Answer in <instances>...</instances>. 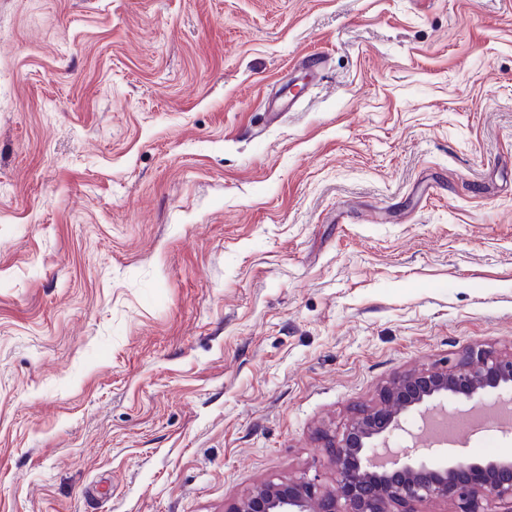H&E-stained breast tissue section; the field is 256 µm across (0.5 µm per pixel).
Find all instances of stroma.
<instances>
[{
    "mask_svg": "<svg viewBox=\"0 0 512 512\" xmlns=\"http://www.w3.org/2000/svg\"><path fill=\"white\" fill-rule=\"evenodd\" d=\"M474 345L512 353V0H0V512L335 489Z\"/></svg>",
    "mask_w": 512,
    "mask_h": 512,
    "instance_id": "35a3bbf8",
    "label": "stroma"
}]
</instances>
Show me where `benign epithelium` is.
Segmentation results:
<instances>
[{"label": "benign epithelium", "mask_w": 512, "mask_h": 512, "mask_svg": "<svg viewBox=\"0 0 512 512\" xmlns=\"http://www.w3.org/2000/svg\"><path fill=\"white\" fill-rule=\"evenodd\" d=\"M512 390V354L467 348L451 366L403 375L389 384L380 402L361 410L333 445L338 492L322 491L318 476L268 481L227 512H414L425 501L452 503L455 512H487L498 502L512 512V459L485 463L458 458L419 459L388 471L377 470L379 441L400 428L409 411L433 413L436 398Z\"/></svg>", "instance_id": "benign-epithelium-1"}]
</instances>
